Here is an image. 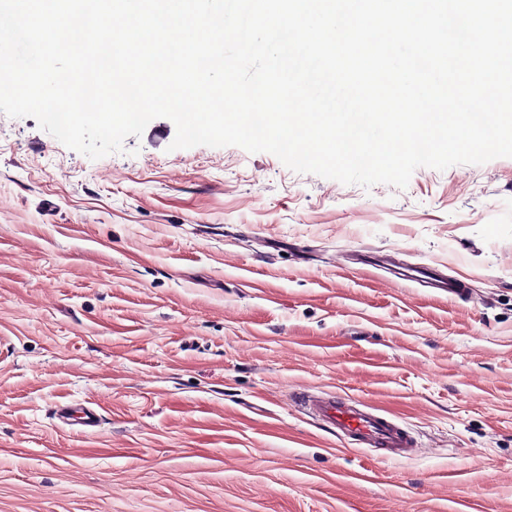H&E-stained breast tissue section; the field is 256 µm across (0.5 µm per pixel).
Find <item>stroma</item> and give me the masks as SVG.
Instances as JSON below:
<instances>
[{
  "label": "stroma",
  "mask_w": 512,
  "mask_h": 512,
  "mask_svg": "<svg viewBox=\"0 0 512 512\" xmlns=\"http://www.w3.org/2000/svg\"><path fill=\"white\" fill-rule=\"evenodd\" d=\"M175 134L93 160L0 112V512H512V157L365 188ZM303 389L416 455L338 446ZM406 277L410 280L426 279V283L435 288L438 294L448 296V300L462 298L466 295V286L459 279L447 278L425 264H412L405 268ZM300 405L313 418L334 428L348 445L377 448L384 456L393 458H409L416 453L415 443L404 428L359 400L304 394ZM60 413L61 418L67 419L70 426H81L84 431L88 428H96L100 424L98 414L85 407L64 406L60 409Z\"/></svg>",
  "instance_id": "stroma-1"
}]
</instances>
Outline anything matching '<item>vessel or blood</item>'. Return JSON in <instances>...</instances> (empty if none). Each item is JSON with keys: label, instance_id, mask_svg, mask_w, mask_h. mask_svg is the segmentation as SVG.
<instances>
[{"label": "vessel or blood", "instance_id": "b4317fda", "mask_svg": "<svg viewBox=\"0 0 512 512\" xmlns=\"http://www.w3.org/2000/svg\"><path fill=\"white\" fill-rule=\"evenodd\" d=\"M406 277L410 280H426L437 293L449 299L464 297L465 284L452 279L425 264L407 266ZM303 410L316 420L334 428L337 436L352 446L382 450L385 456L408 458L415 454V443L409 433L391 417L380 414L376 408L359 400L320 394H306L300 399ZM61 416L70 425L93 429L99 426L98 414L85 407L66 406Z\"/></svg>", "mask_w": 512, "mask_h": 512}]
</instances>
